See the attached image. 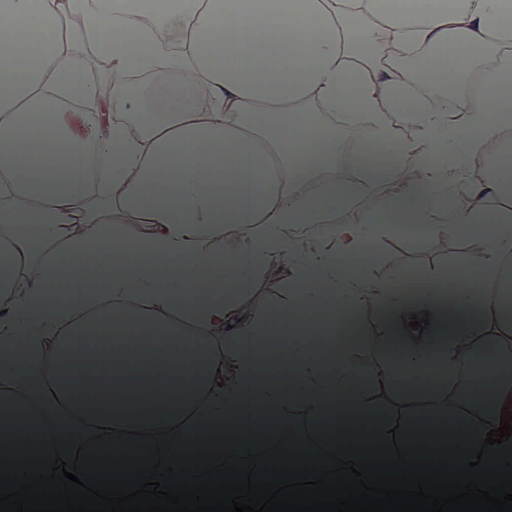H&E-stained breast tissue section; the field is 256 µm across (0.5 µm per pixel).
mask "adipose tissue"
Listing matches in <instances>:
<instances>
[{
	"instance_id": "1",
	"label": "adipose tissue",
	"mask_w": 512,
	"mask_h": 512,
	"mask_svg": "<svg viewBox=\"0 0 512 512\" xmlns=\"http://www.w3.org/2000/svg\"><path fill=\"white\" fill-rule=\"evenodd\" d=\"M474 50L492 62L472 75ZM391 182L404 191L381 195ZM318 224L333 240L304 251ZM394 224L426 236L403 248ZM230 235L288 279L225 252ZM323 323L335 375L297 333ZM285 330L293 367L262 377ZM92 332L146 365L148 399L117 378L116 414L91 412L76 355ZM398 371L418 396L399 395ZM509 393L512 0H0L6 433L50 453L169 427L190 446L218 423L260 448L336 440L350 412L402 437L437 412L482 438Z\"/></svg>"
}]
</instances>
